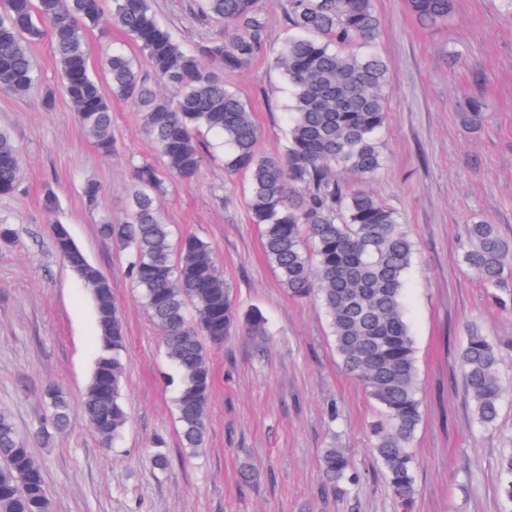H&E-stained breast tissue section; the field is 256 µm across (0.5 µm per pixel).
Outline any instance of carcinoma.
<instances>
[{"mask_svg":"<svg viewBox=\"0 0 512 512\" xmlns=\"http://www.w3.org/2000/svg\"><path fill=\"white\" fill-rule=\"evenodd\" d=\"M0 0V93L21 96L36 82L29 45L49 38L63 89L77 122L99 152H116L112 107L91 64L86 36L103 16L146 57L165 89L151 85L133 58L107 57L112 96L136 108L145 134L156 145L162 168L133 170L126 217L106 219L100 236L127 253L126 273L162 337L174 374L173 404L184 450L195 455L208 434L213 374L210 349L240 331L266 336L257 310L240 312L233 285L224 278L212 245L185 235L157 206L164 176L196 180L205 162L200 128L229 146L224 166L250 178L247 208L260 228L264 253L288 293L323 305L336 355L379 406L370 426L372 450L390 494L402 504L416 494L415 434L423 420L415 341L405 318L403 292L415 244L401 215L366 186L384 163L378 139L387 120L389 69L375 50L380 22L374 0H287L289 35L275 67L291 86L287 145L283 153L256 150L260 130L247 102L224 81V73L248 67L260 53L266 15L260 0H192L191 18L220 22L224 37L190 49L159 22L150 0ZM423 24L448 20L451 0H406ZM21 178L19 149L0 130V196L14 194ZM462 263L493 298L508 309L512 290V241L484 220L465 228ZM54 247L90 290L100 350L78 408L66 394L45 390L48 416L30 436L0 412V512H51L41 461L32 443L49 445L79 414L103 444L117 440L128 416L121 398L126 365L124 326L103 272L74 243L63 224L53 226ZM460 364L475 422L497 427L504 389L500 357L476 323L468 327ZM501 457L500 492L512 504V437ZM322 472L332 488L354 485L358 475L345 449L322 452Z\"/></svg>","mask_w":512,"mask_h":512,"instance_id":"cac0c4a2","label":"carcinoma"}]
</instances>
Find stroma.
Masks as SVG:
<instances>
[{"label": "stroma", "instance_id": "obj_1", "mask_svg": "<svg viewBox=\"0 0 512 512\" xmlns=\"http://www.w3.org/2000/svg\"><path fill=\"white\" fill-rule=\"evenodd\" d=\"M452 3L446 23L427 27L406 0H375L376 49L388 64L389 89L379 134L385 162L371 187L402 215L415 243L405 310L424 419L414 441L417 492L405 506L391 496L371 449L376 405L342 368L322 306L281 287L246 207L248 181L225 172L224 149L208 132L198 180L168 186L159 205L175 234L212 244L239 308L262 312L268 339L235 335L212 349L206 447L196 456L184 452L172 392L160 381L171 369L161 338L125 273V252L97 232L103 216L125 217L130 170L155 160L154 146L137 112L116 99L118 152L102 158L64 96L44 108L43 94L59 87L60 71L48 42L32 45L37 84L22 98L0 94V129L19 146L24 169L16 192L0 197V216L15 231L13 242H0V410L30 435L46 416V388L58 386L79 403L94 367L93 298L56 253L53 221L110 280L126 336L128 421L116 445L102 446L77 420L49 447L33 448L53 512H504L498 483L504 440L512 436V311L494 305L465 269L461 245L465 225L479 219L512 239V5ZM187 4L153 0V9L186 46L223 36L222 24L196 25ZM264 9L262 52L226 80L253 109L259 153L275 154L285 144L290 89L273 61L288 30L278 0ZM473 98L483 104L482 118L469 124L464 114ZM89 179L102 187L94 210L81 192ZM49 190L59 200L53 216L41 203ZM472 322L496 345L507 389L493 431L477 427L460 377L458 351ZM333 440L359 472L357 486H325L321 454ZM158 446L170 460L163 472L149 463ZM247 461L262 476L244 485L239 469Z\"/></svg>", "mask_w": 512, "mask_h": 512}]
</instances>
